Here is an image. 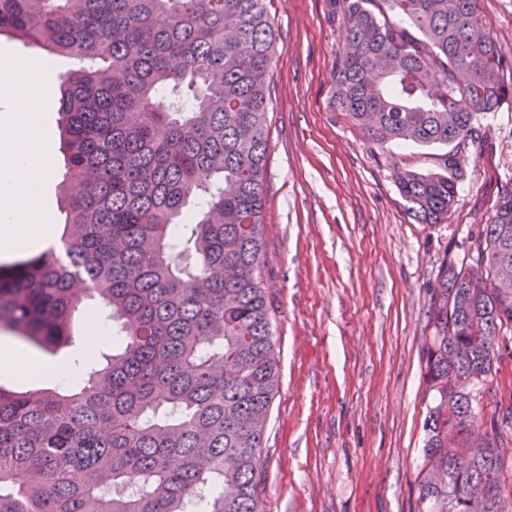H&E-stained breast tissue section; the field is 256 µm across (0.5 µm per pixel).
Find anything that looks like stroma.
I'll return each instance as SVG.
<instances>
[{
	"label": "stroma",
	"instance_id": "1",
	"mask_svg": "<svg viewBox=\"0 0 512 512\" xmlns=\"http://www.w3.org/2000/svg\"><path fill=\"white\" fill-rule=\"evenodd\" d=\"M266 7L277 32L264 236L279 387L264 437L260 512H420L431 290L512 188V105L479 115L481 137L462 150L447 220L417 223L396 175L436 170L437 149L375 146L334 111L346 28L329 0H266ZM479 14L512 55V0H479ZM1 53L51 61L58 78L79 66L8 33L0 35ZM58 108L48 92L53 174L45 201L59 233ZM496 368L476 393L488 413L512 407V328L501 333Z\"/></svg>",
	"mask_w": 512,
	"mask_h": 512
}]
</instances>
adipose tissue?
<instances>
[{
	"mask_svg": "<svg viewBox=\"0 0 512 512\" xmlns=\"http://www.w3.org/2000/svg\"><path fill=\"white\" fill-rule=\"evenodd\" d=\"M20 76L0 84V254L26 248L48 236L50 217L42 203L49 176L48 133L42 121L44 73L33 65L19 68ZM0 371L16 376L50 374L70 380L75 370L0 347Z\"/></svg>",
	"mask_w": 512,
	"mask_h": 512,
	"instance_id": "1",
	"label": "adipose tissue"
}]
</instances>
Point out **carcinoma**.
<instances>
[{
  "instance_id": "obj_1",
  "label": "carcinoma",
  "mask_w": 512,
  "mask_h": 512,
  "mask_svg": "<svg viewBox=\"0 0 512 512\" xmlns=\"http://www.w3.org/2000/svg\"><path fill=\"white\" fill-rule=\"evenodd\" d=\"M333 104L375 145L440 147L396 177L448 217L476 116L512 103L478 0H341ZM100 62L58 86L68 172L57 246L0 264V330L55 356L72 313L110 309L120 349L78 390L0 386V512H259L279 385L263 215L276 31L265 0H0V33ZM469 266L440 273L423 512H512V455L474 391L512 325V190ZM454 427L448 443V427Z\"/></svg>"
}]
</instances>
